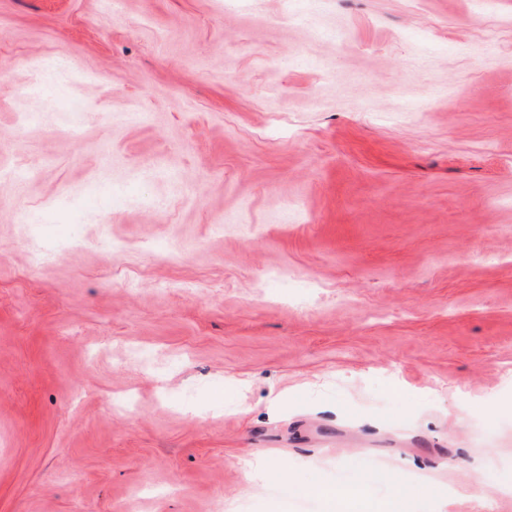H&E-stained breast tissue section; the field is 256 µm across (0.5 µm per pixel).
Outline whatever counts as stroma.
Masks as SVG:
<instances>
[{
    "label": "stroma",
    "mask_w": 512,
    "mask_h": 512,
    "mask_svg": "<svg viewBox=\"0 0 512 512\" xmlns=\"http://www.w3.org/2000/svg\"><path fill=\"white\" fill-rule=\"evenodd\" d=\"M354 482L512 512V0H0V512Z\"/></svg>",
    "instance_id": "stroma-1"
}]
</instances>
